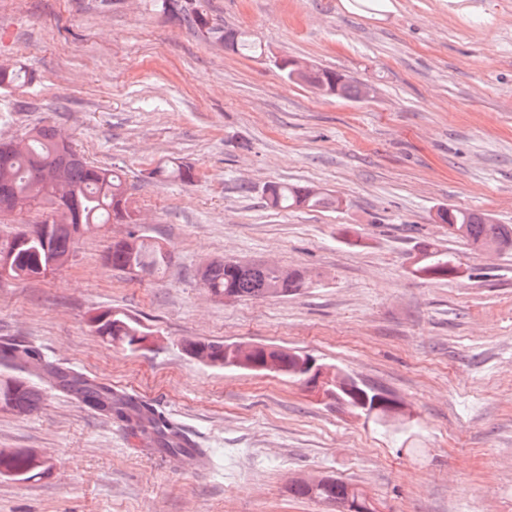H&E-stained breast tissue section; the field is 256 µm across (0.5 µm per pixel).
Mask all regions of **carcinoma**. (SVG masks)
<instances>
[{"instance_id": "cac0c4a2", "label": "carcinoma", "mask_w": 512, "mask_h": 512, "mask_svg": "<svg viewBox=\"0 0 512 512\" xmlns=\"http://www.w3.org/2000/svg\"><path fill=\"white\" fill-rule=\"evenodd\" d=\"M189 0H162L163 11L179 25L194 33L207 29L210 37L226 44L234 54H255L262 43L253 35L220 24L209 25L208 14L188 7ZM337 71L314 66L301 82L319 90ZM28 81L24 67L13 65L0 69V89H7ZM363 96L362 83L347 77L340 87V97L359 100ZM152 178L159 181H194L193 167L171 161L151 170ZM0 191H18L33 198L46 199L53 207L45 224H22L11 235L0 240V251L16 249L13 257L15 269L25 278L42 276L54 259L75 252L79 236L99 224H127L138 226V218L128 205V194L122 174L90 164L71 142L52 126L34 127L22 147L8 153L0 152ZM266 205L276 209L330 208L336 199L310 186L274 184L266 190ZM444 223L448 227L464 230L463 242L470 244H496L501 250H512V226L498 224L487 213L450 208ZM420 261L414 266V276L426 281H445L460 277L461 265L456 257L439 244L422 240L414 247ZM112 268L124 273L162 276L171 264L170 253H162L160 243L143 233L134 244L115 240L106 255ZM205 287L213 296L233 294L238 299L269 297L272 287L278 296L299 294L313 284L306 270L295 269L282 277L280 266L262 262L241 263L233 258H218L206 265ZM92 331L102 340L124 346L132 351L136 336L150 332L137 319L125 314L117 315ZM198 345L216 362L228 359L225 342L185 339L181 348ZM6 359L11 372L0 375V402L3 409L29 415L40 405L43 393L34 380H40L69 396L89 409L108 406L113 414L109 418L127 423L134 432L147 434L156 450L172 456L194 454L205 456L201 448H194L183 438L174 422L163 418L153 409L112 386L90 377L80 370L42 359L33 349L13 344L0 347V359ZM349 484L341 482L329 489L313 490L298 480L288 484V495L293 498L320 500L330 497L344 499Z\"/></svg>"}]
</instances>
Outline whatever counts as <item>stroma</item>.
I'll use <instances>...</instances> for the list:
<instances>
[{
	"instance_id": "obj_1",
	"label": "stroma",
	"mask_w": 512,
	"mask_h": 512,
	"mask_svg": "<svg viewBox=\"0 0 512 512\" xmlns=\"http://www.w3.org/2000/svg\"><path fill=\"white\" fill-rule=\"evenodd\" d=\"M161 0H0V61L32 82L0 89V139L37 125L120 171L144 232L172 256L161 277L106 261L126 227L77 242L74 264L0 279V343L15 342L132 394L206 455L194 464L56 391L0 410V448L54 459L42 478L0 477V512H334L289 497L330 473L385 512H512V254L487 262L437 222L442 206L512 225V0H203L253 33L259 57L224 52ZM296 57L373 86L325 96L287 78ZM168 159L194 182L160 183ZM308 185L343 208L275 209L269 184ZM350 228L351 239L340 231ZM465 277L411 275L417 241ZM276 258L318 275L286 298L224 302L197 270ZM160 336L103 342L95 312ZM185 338L287 347L388 392L412 412L382 427L296 380L187 357Z\"/></svg>"
}]
</instances>
